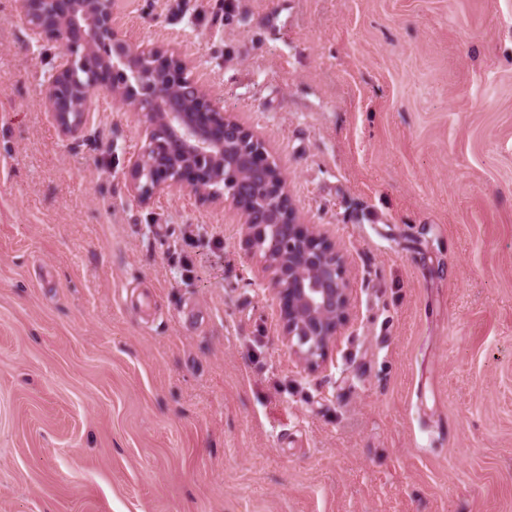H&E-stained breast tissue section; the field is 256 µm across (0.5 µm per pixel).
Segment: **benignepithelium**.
Segmentation results:
<instances>
[{
    "label": "benign epithelium",
    "instance_id": "7a95c632",
    "mask_svg": "<svg viewBox=\"0 0 512 512\" xmlns=\"http://www.w3.org/2000/svg\"><path fill=\"white\" fill-rule=\"evenodd\" d=\"M117 2L23 0L30 34L60 46L41 106L73 140L103 94L137 112L145 141L125 173L131 195L143 205L182 190L203 204L229 202L245 251L263 258L286 349L318 370L354 317L347 251L322 225L304 222L264 142L224 112L178 52L127 39L115 22ZM77 66L88 84L73 81Z\"/></svg>",
    "mask_w": 512,
    "mask_h": 512
}]
</instances>
